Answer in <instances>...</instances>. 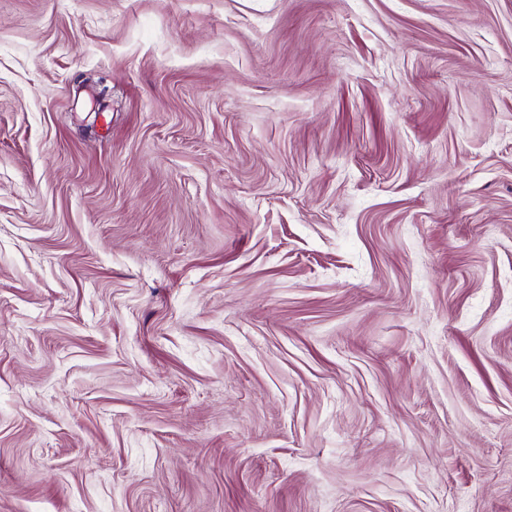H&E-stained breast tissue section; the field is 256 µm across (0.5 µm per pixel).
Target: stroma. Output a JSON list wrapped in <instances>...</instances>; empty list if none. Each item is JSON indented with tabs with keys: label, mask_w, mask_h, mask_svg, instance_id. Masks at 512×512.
I'll return each mask as SVG.
<instances>
[{
	"label": "stroma",
	"mask_w": 512,
	"mask_h": 512,
	"mask_svg": "<svg viewBox=\"0 0 512 512\" xmlns=\"http://www.w3.org/2000/svg\"><path fill=\"white\" fill-rule=\"evenodd\" d=\"M0 512H512V0H0Z\"/></svg>",
	"instance_id": "stroma-1"
}]
</instances>
